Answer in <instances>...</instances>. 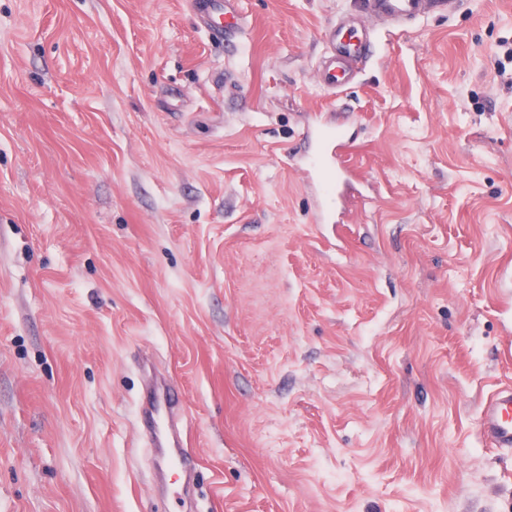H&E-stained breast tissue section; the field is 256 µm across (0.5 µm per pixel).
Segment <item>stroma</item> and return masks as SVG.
<instances>
[{
  "label": "stroma",
  "instance_id": "obj_1",
  "mask_svg": "<svg viewBox=\"0 0 512 512\" xmlns=\"http://www.w3.org/2000/svg\"><path fill=\"white\" fill-rule=\"evenodd\" d=\"M0 0V512H182L141 361L179 389L196 512H512V0ZM342 126L343 221L307 131ZM195 10L205 31L216 39L234 42L248 27L239 0H196ZM371 18H384L395 24L406 23L430 12L446 11L455 0H367ZM331 45V56L325 58L319 68L322 83L332 89L350 83L357 74L354 64L365 58L366 46L362 42L348 38L344 26L339 20L325 32ZM331 145L332 144H324L321 155H317L305 163L321 198L319 214L322 224H337L340 221L342 214L341 205L346 186L343 174L337 166L336 174L329 180H322L318 176V172H322L326 167L331 170L334 168L335 162ZM333 219H335V221L331 222ZM479 428L497 448H512V388L500 390L480 407Z\"/></svg>",
  "mask_w": 512,
  "mask_h": 512
}]
</instances>
